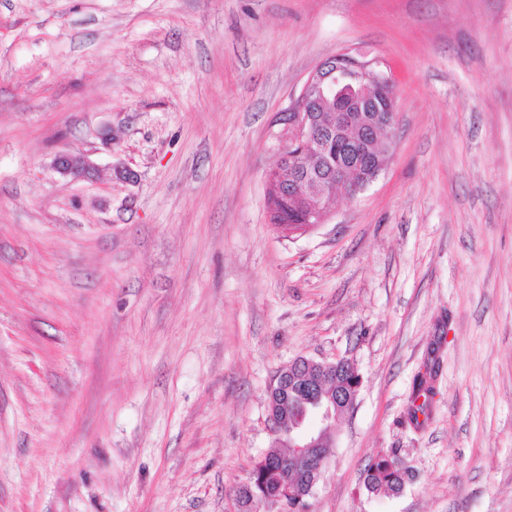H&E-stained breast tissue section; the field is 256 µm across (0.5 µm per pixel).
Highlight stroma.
I'll use <instances>...</instances> for the list:
<instances>
[{
	"instance_id": "1",
	"label": "stroma",
	"mask_w": 512,
	"mask_h": 512,
	"mask_svg": "<svg viewBox=\"0 0 512 512\" xmlns=\"http://www.w3.org/2000/svg\"><path fill=\"white\" fill-rule=\"evenodd\" d=\"M344 50L395 145L288 238L279 118ZM299 356L362 377L311 512H512V0H0V512H234ZM56 168L73 179L87 178L92 173V166L83 155L64 154L55 161ZM399 462L394 454L386 455L373 462L366 470L365 488L372 492L393 490L399 482Z\"/></svg>"
}]
</instances>
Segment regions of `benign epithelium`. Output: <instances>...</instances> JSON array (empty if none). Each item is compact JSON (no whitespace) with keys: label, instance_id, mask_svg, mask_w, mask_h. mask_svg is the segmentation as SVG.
<instances>
[{"label":"benign epithelium","instance_id":"7a95c632","mask_svg":"<svg viewBox=\"0 0 512 512\" xmlns=\"http://www.w3.org/2000/svg\"><path fill=\"white\" fill-rule=\"evenodd\" d=\"M330 103L336 112V126L320 129L310 108ZM287 112L288 125L282 129L281 147L277 163L294 155L321 154L329 151L332 141L344 146L343 158L328 162L325 174L309 180L297 170H280L274 191L278 197L298 198L315 187L318 196L333 200L353 198L371 185L385 168L377 153L370 147L381 141L393 143L397 126V100L394 81L383 63L341 52L321 62L308 76L299 94L292 98ZM358 124L360 134L346 137L352 124ZM64 175L82 179L91 175L92 166L82 155L64 154L55 161ZM330 210L319 205L308 213L303 226L277 224L275 228L291 237L304 234L326 223ZM342 359L332 361L298 357L288 369L278 373L280 384L302 380L303 398L288 423L286 436L289 444L288 461L300 472L299 480L288 483V497L312 496L320 481L326 462L325 448L336 431L339 416L349 412L357 399L362 380L353 379L336 393L326 394L314 387L301 373L314 369L334 376Z\"/></svg>","mask_w":512,"mask_h":512}]
</instances>
